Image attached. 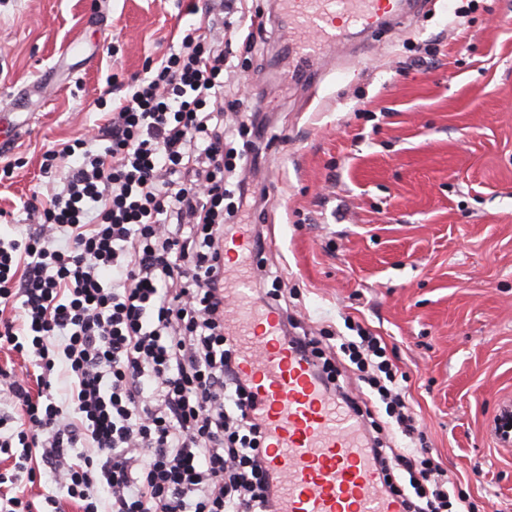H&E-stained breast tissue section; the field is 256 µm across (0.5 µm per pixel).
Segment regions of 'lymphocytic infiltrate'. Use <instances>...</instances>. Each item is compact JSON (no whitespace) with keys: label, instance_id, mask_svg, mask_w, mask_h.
I'll use <instances>...</instances> for the list:
<instances>
[{"label":"lymphocytic infiltrate","instance_id":"obj_1","mask_svg":"<svg viewBox=\"0 0 512 512\" xmlns=\"http://www.w3.org/2000/svg\"><path fill=\"white\" fill-rule=\"evenodd\" d=\"M202 15V14H201ZM204 14L178 50L148 61L89 139L53 145L36 228L0 237V512H35L38 471L52 512H279L251 383L238 370L224 265L226 187L237 153L224 126V43ZM344 354L406 435L418 429L401 376L375 336ZM65 379L53 393L54 375ZM368 444L405 512H475L420 451Z\"/></svg>","mask_w":512,"mask_h":512}]
</instances>
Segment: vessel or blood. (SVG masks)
Returning <instances> with one entry per match:
<instances>
[{"mask_svg": "<svg viewBox=\"0 0 512 512\" xmlns=\"http://www.w3.org/2000/svg\"><path fill=\"white\" fill-rule=\"evenodd\" d=\"M397 0H282L288 27L308 32L295 44L298 63L312 70L349 29H372L395 14ZM224 252L240 262L230 290L236 302L238 367L250 379L255 414L266 432L265 461L282 480L280 512H403L386 491L381 468L364 441L356 414L329 395L314 361L283 332L246 268L253 254L246 225L224 236Z\"/></svg>", "mask_w": 512, "mask_h": 512, "instance_id": "1", "label": "vessel or blood"}]
</instances>
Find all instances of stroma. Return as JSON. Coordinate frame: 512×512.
Here are the masks:
<instances>
[{"label": "stroma", "mask_w": 512, "mask_h": 512, "mask_svg": "<svg viewBox=\"0 0 512 512\" xmlns=\"http://www.w3.org/2000/svg\"><path fill=\"white\" fill-rule=\"evenodd\" d=\"M218 0H0V236L45 191L41 150L104 124L107 78L146 58ZM427 0L369 39L353 35L309 78L289 77L278 0H241L266 30L233 46L224 122L248 104L264 125L248 184L288 281V310L331 354L339 337L383 339L406 376L420 435L389 434L447 469L475 504L512 512V446L491 421L512 400V0L466 17ZM434 56L419 62L421 48Z\"/></svg>", "instance_id": "1"}]
</instances>
